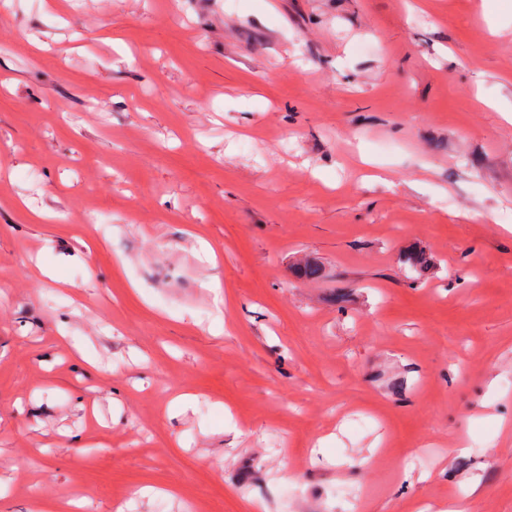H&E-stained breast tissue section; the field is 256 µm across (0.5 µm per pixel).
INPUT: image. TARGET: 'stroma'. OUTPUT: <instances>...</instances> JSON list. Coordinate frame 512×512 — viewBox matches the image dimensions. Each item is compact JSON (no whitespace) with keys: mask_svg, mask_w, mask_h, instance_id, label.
Wrapping results in <instances>:
<instances>
[{"mask_svg":"<svg viewBox=\"0 0 512 512\" xmlns=\"http://www.w3.org/2000/svg\"><path fill=\"white\" fill-rule=\"evenodd\" d=\"M340 488L512 512V6L0 0V512Z\"/></svg>","mask_w":512,"mask_h":512,"instance_id":"stroma-1","label":"stroma"}]
</instances>
